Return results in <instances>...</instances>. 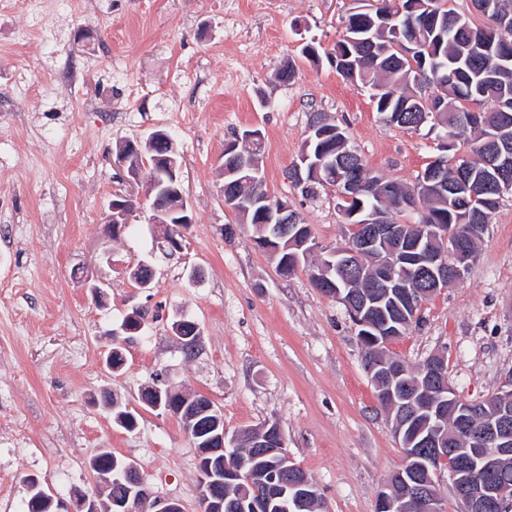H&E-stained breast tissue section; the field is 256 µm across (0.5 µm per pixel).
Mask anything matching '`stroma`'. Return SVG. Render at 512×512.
<instances>
[{
  "label": "stroma",
  "mask_w": 512,
  "mask_h": 512,
  "mask_svg": "<svg viewBox=\"0 0 512 512\" xmlns=\"http://www.w3.org/2000/svg\"><path fill=\"white\" fill-rule=\"evenodd\" d=\"M368 2L0 0V512H21L30 475L62 498L96 491L86 462L100 448L197 512L196 448L179 419L140 399L157 377L212 400L228 432L277 422L324 512H375L405 456L356 332L307 266L281 274L254 245L224 204L222 175L225 143L260 129L264 190L337 247L349 230L335 198H303L287 179L311 113L334 117L366 169L387 179L413 184L438 155L436 132L383 123L369 91L328 57L344 17ZM309 43L319 63L302 55ZM287 62L295 80L275 81ZM159 129L175 137L197 212L188 251L166 259L148 209L117 233L106 222L115 195L147 182L118 165L117 143ZM140 263L154 272L147 290L127 276ZM191 266L202 279L188 281ZM98 278L108 284L95 298ZM135 306L148 318L130 336L122 324ZM178 314L201 327L194 354L172 332ZM116 345L124 365L114 372ZM388 350L411 367L443 354L462 400L497 393L512 372V195L468 273ZM108 397L135 411L134 429L114 423Z\"/></svg>",
  "instance_id": "stroma-1"
}]
</instances>
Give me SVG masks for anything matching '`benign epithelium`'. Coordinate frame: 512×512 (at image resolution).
Instances as JSON below:
<instances>
[{"label": "benign epithelium", "mask_w": 512, "mask_h": 512, "mask_svg": "<svg viewBox=\"0 0 512 512\" xmlns=\"http://www.w3.org/2000/svg\"><path fill=\"white\" fill-rule=\"evenodd\" d=\"M340 132L336 123L327 115L314 113L310 116L307 138L301 155L288 170L292 186L305 194L317 190L315 183L326 186L345 214L343 203L350 202L364 193L366 182L363 173L356 170L358 162L347 160L341 164L318 152L314 160L309 153L312 140L322 141ZM263 142L260 131L245 132L224 146V176H235L238 185H250L258 181L262 171L263 155L248 156L239 150L241 146H253ZM486 171L482 180L473 182L467 157L457 154L452 162L447 156L435 159L429 169L423 191L447 194L448 180L445 172L453 166L458 182L472 187L470 195H454L455 209H470L469 197L479 191L485 194H503L512 189V150L485 147ZM169 198L173 203L153 206L152 223L167 229V240L176 251L185 249L181 230L196 222L195 214L184 194L181 166L177 159L167 163ZM225 204L233 211L247 215L255 211L260 237L254 244L274 256L280 249L272 245L275 240H288L286 249L294 250L279 265V271L288 275L299 262V255L320 252V271H312L311 279L326 297L345 306L355 330L374 328L370 310L379 309L380 300L368 291L355 295L347 293L348 279L338 283L328 277L331 269L343 273H355L368 281V286L386 289V296H393L406 306L411 320L418 319L428 298L448 287V276L460 278L468 271L473 255L464 249L457 239L450 236L448 227L434 223V216L419 206V190H410L397 199L395 210L418 215L423 225L417 236L406 232V225L396 223L394 215L376 208L362 221L349 224L350 242L338 248H323L314 238L311 229L302 224V218L293 206L269 196L255 197L243 193H228ZM135 207L134 200L118 197L109 204L108 223L121 228L129 223V212ZM412 267L425 279L428 289L422 290L413 281L397 276L399 269ZM375 381L379 397L389 414L395 415L396 437L403 438L406 463L383 485L377 499L376 512H444V500L435 480L437 464L452 456L455 465L449 471L452 487L465 506V512H512V493L500 485L495 471L501 462L512 457V410L505 404H492L479 420H473L474 409L467 402H456L448 382L446 368L438 356L430 357L421 367L414 390L403 384L399 363H382L375 366ZM428 413L427 425L431 430L416 429L414 419L418 407ZM165 413L176 418L197 419L192 398L187 396L178 404L157 405ZM455 418L457 429L449 435H437L434 429L447 417ZM212 442L202 449L200 457L207 459L200 472L198 512H224V478H235L247 467L254 470V462L265 459L274 465L270 473L258 472L257 483L263 492L255 493L250 502L251 512H314L321 504L314 493L313 482L304 470L293 463L288 454L284 435L277 438L251 433L248 430L228 434L221 418L212 420ZM254 448V455L242 459L234 467L227 463L232 454H239L245 444ZM118 483L126 484L124 496L112 499L111 512H184L183 505L161 496L147 486L137 465H127L113 472ZM56 512H100L99 498L81 494L73 504L64 499L55 500Z\"/></svg>", "instance_id": "benign-epithelium-1"}]
</instances>
